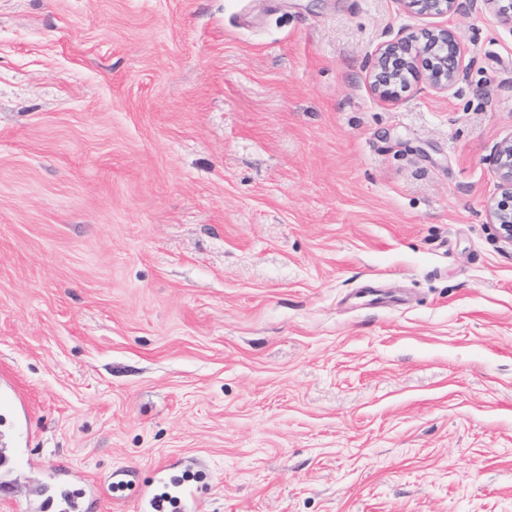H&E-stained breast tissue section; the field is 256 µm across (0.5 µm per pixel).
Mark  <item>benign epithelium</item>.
Instances as JSON below:
<instances>
[{"label": "benign epithelium", "mask_w": 512, "mask_h": 512, "mask_svg": "<svg viewBox=\"0 0 512 512\" xmlns=\"http://www.w3.org/2000/svg\"><path fill=\"white\" fill-rule=\"evenodd\" d=\"M423 15L451 17L459 0H396ZM496 21L512 27V0H483ZM465 49L449 26L426 28L418 34L398 37L379 44L374 52L368 81L381 100L395 103L407 90L408 76L430 88L449 92L463 72ZM498 192L487 202L490 223L497 225L501 238L512 244V140L503 142L493 156Z\"/></svg>", "instance_id": "benign-epithelium-1"}]
</instances>
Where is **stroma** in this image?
<instances>
[{
    "instance_id": "obj_1",
    "label": "stroma",
    "mask_w": 512,
    "mask_h": 512,
    "mask_svg": "<svg viewBox=\"0 0 512 512\" xmlns=\"http://www.w3.org/2000/svg\"><path fill=\"white\" fill-rule=\"evenodd\" d=\"M398 0H0V512H512V29L379 100ZM498 179V192L487 202L486 213L491 224H497L501 238L512 244V140L503 142L493 156ZM24 410L25 401L22 394L17 390L8 375H2V379H0V412L2 417L8 415L16 420L15 422L13 419L14 426L11 439L13 445L23 441L27 445L29 439L28 420ZM21 412H23L24 419Z\"/></svg>"
}]
</instances>
